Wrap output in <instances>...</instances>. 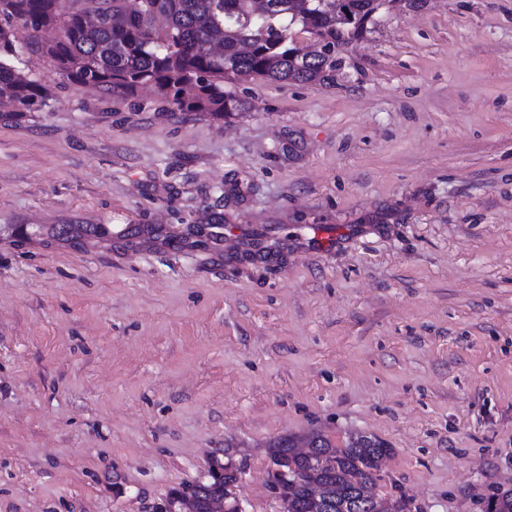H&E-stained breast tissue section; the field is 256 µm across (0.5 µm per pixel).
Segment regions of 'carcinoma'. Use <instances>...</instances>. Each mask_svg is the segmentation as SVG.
<instances>
[{
  "instance_id": "cac0c4a2",
  "label": "carcinoma",
  "mask_w": 512,
  "mask_h": 512,
  "mask_svg": "<svg viewBox=\"0 0 512 512\" xmlns=\"http://www.w3.org/2000/svg\"><path fill=\"white\" fill-rule=\"evenodd\" d=\"M0 0V112H38L50 92L11 62L15 43L51 59L79 86L133 97L150 86L187 112L229 118L247 101L224 84L267 79L284 84L334 83L343 66L340 49L375 31L382 9L402 4L417 10L427 0H353L354 13L336 20L335 0ZM52 30L50 41L40 33ZM329 47L316 60L300 55L297 34ZM61 242L112 240L106 224H68L52 233ZM390 448L375 436L351 435L342 445L313 432L270 445L271 460H288L294 484L284 491L286 512H313L306 485H324L328 512H374L365 494L379 479ZM491 512H512V490L487 498Z\"/></svg>"
}]
</instances>
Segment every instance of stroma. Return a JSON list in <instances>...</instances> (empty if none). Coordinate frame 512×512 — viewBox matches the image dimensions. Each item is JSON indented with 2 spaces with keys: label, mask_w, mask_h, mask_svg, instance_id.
<instances>
[{
  "label": "stroma",
  "mask_w": 512,
  "mask_h": 512,
  "mask_svg": "<svg viewBox=\"0 0 512 512\" xmlns=\"http://www.w3.org/2000/svg\"><path fill=\"white\" fill-rule=\"evenodd\" d=\"M341 54L218 120L18 47L51 97L0 112V512H153L227 447L282 512L268 445L313 431L386 442L409 512L512 490V0L396 7ZM67 228L65 233L52 232V238L61 242H74L94 238L102 241L112 240V228L106 224H59Z\"/></svg>",
  "instance_id": "35a3bbf8"
}]
</instances>
